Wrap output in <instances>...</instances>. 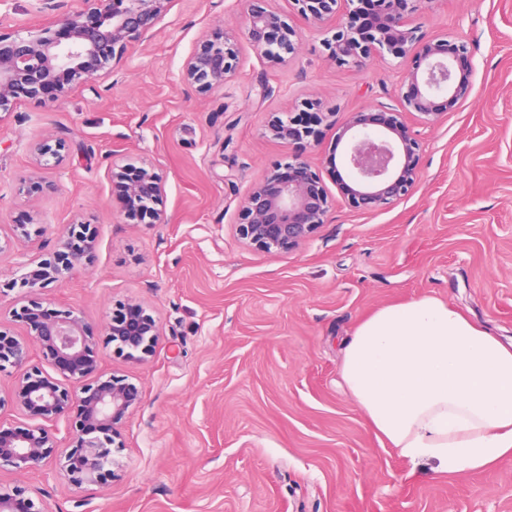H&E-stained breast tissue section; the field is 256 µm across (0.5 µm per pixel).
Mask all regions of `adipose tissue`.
<instances>
[{"label": "adipose tissue", "instance_id": "ef3b65f1", "mask_svg": "<svg viewBox=\"0 0 512 512\" xmlns=\"http://www.w3.org/2000/svg\"><path fill=\"white\" fill-rule=\"evenodd\" d=\"M342 353L348 394L410 464L468 475L512 457V343L447 302L425 296L382 307Z\"/></svg>", "mask_w": 512, "mask_h": 512}]
</instances>
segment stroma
Returning <instances> with one entry per match:
<instances>
[{"label": "stroma", "instance_id": "35a3bbf8", "mask_svg": "<svg viewBox=\"0 0 512 512\" xmlns=\"http://www.w3.org/2000/svg\"><path fill=\"white\" fill-rule=\"evenodd\" d=\"M247 0H171L153 37L129 44L112 76L61 100L0 114V280L21 252L54 250L68 224H94L93 264L47 289L46 307L102 332L116 303L158 319L152 356L100 348L97 373L122 374L142 402L120 425L114 476L74 489L45 468L0 483L39 491L49 512H512V459L467 476L412 466L367 426L341 384L343 340L377 309L435 296L512 339V0H429L419 35L463 37L471 86L431 122L406 114L422 145L419 182L377 211L347 205L331 179L336 136L354 112L398 107L411 59L362 67L327 58L338 22L298 21V46L269 65L240 40ZM39 0H0V32L53 25ZM238 37L235 79L202 94L182 83L203 40ZM311 100L318 142H283L268 125ZM64 134L49 190L26 193L32 142ZM302 158L336 205L299 248L264 254L236 234L252 186ZM153 165L164 223L125 218L111 164ZM36 221L44 236H15Z\"/></svg>", "mask_w": 512, "mask_h": 512}]
</instances>
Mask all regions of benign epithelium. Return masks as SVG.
<instances>
[{
	"label": "benign epithelium",
	"mask_w": 512,
	"mask_h": 512,
	"mask_svg": "<svg viewBox=\"0 0 512 512\" xmlns=\"http://www.w3.org/2000/svg\"><path fill=\"white\" fill-rule=\"evenodd\" d=\"M252 2L243 36L268 62L280 64L294 52L298 32L288 16L267 9V0ZM366 0H293L297 13L312 25L336 16L343 23L326 40L328 58L340 64L363 66L374 51L393 58L414 57V67L399 90L401 108L382 106L357 112L340 137L343 167L330 176L344 200L354 208L372 211L406 195L420 174L418 142L408 134L404 113L437 116L454 106L470 85L472 70L461 67L466 53L462 41L446 36L425 40L411 26V17L426 0H373L367 22L358 20V5ZM169 0H83V7L62 14L58 29L45 28L28 38L0 36V112H10L25 99L65 98L75 84L113 72L127 47L146 41L166 11ZM238 67V49L229 39H207L181 69V78L200 92L227 83ZM284 141H318L319 130L290 116L271 124ZM67 140L43 139L31 150L39 167L59 166ZM165 194L160 176L145 164L127 182L121 205L138 224H163ZM332 200L319 175L294 158L282 170L255 185L240 204L236 234L253 249L291 251L326 223ZM63 241L47 254H20L17 285L28 290L26 304L11 311L26 327L44 360L31 362L28 346L0 324V373L11 368L18 377L0 408L10 404L30 422L0 423V469L29 470L54 463L57 472L76 488L113 476L114 450L124 447L118 425L142 400L141 389L124 375L103 380L96 376L97 341L82 317L72 309L52 312L43 306V291L85 269L93 261L97 229L68 224ZM81 242L77 248L74 243ZM160 337L159 321L140 303L120 302L104 326L102 340L125 359L150 357ZM68 423L66 446H61L46 423ZM0 512H47L42 500L27 490L0 485Z\"/></svg>",
	"instance_id": "1"
}]
</instances>
